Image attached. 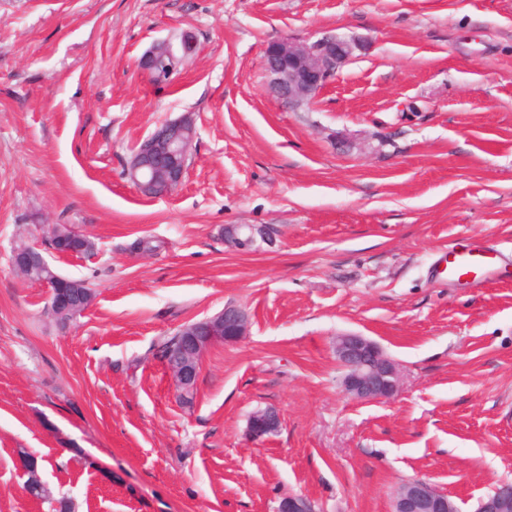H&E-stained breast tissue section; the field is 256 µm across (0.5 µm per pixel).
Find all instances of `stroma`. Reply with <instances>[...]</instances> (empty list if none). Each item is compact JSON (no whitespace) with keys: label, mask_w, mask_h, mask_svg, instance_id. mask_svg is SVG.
Masks as SVG:
<instances>
[{"label":"stroma","mask_w":512,"mask_h":512,"mask_svg":"<svg viewBox=\"0 0 512 512\" xmlns=\"http://www.w3.org/2000/svg\"><path fill=\"white\" fill-rule=\"evenodd\" d=\"M187 30L154 83L141 57ZM326 35L363 48L288 107L265 46ZM186 113L182 184L142 196L134 147ZM51 224L96 242L48 256L95 293L64 327L9 263ZM228 224L277 244L234 251ZM488 242L502 277L443 275L454 244ZM230 302L248 331L184 405L159 343ZM350 332L399 364L396 397L343 392ZM268 407L279 431L250 438ZM25 452L69 512H391L412 478L474 512L512 482V0H0V512H54Z\"/></svg>","instance_id":"stroma-1"}]
</instances>
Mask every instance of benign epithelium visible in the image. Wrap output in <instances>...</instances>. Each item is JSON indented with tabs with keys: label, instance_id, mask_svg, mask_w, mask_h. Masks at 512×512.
<instances>
[{
	"label": "benign epithelium",
	"instance_id": "benign-epithelium-1",
	"mask_svg": "<svg viewBox=\"0 0 512 512\" xmlns=\"http://www.w3.org/2000/svg\"><path fill=\"white\" fill-rule=\"evenodd\" d=\"M360 45L334 36L296 43L277 40L264 50V70L269 90L290 106L314 100L339 68ZM183 53L182 44L163 41L141 58L140 64L153 79L162 82L174 73L168 59ZM194 137L193 121L188 116L157 126L137 147L127 165V175L146 197L165 196L174 191L187 171V160ZM224 243L233 250L252 252L264 244L277 245L273 233L262 224L224 225ZM12 268L28 278L49 267L43 252L31 246L14 248ZM48 291V311L52 319L81 315L90 305V292L69 281L63 286L59 278L39 279ZM248 315L236 305H226L219 313L182 326L178 341L165 362L169 366L177 396L188 398L197 387L203 354L211 346L233 341L247 333ZM336 359L345 371L343 391L359 400L379 401L394 397L401 387V371L373 340L358 333L336 337ZM281 419L272 408L258 413V422L249 423L248 432L255 438L279 430ZM278 512H314L311 501L301 495L282 498ZM392 512H460L457 504L433 484L414 479L398 490ZM475 512H512V483L504 482L478 502Z\"/></svg>",
	"mask_w": 512,
	"mask_h": 512
}]
</instances>
